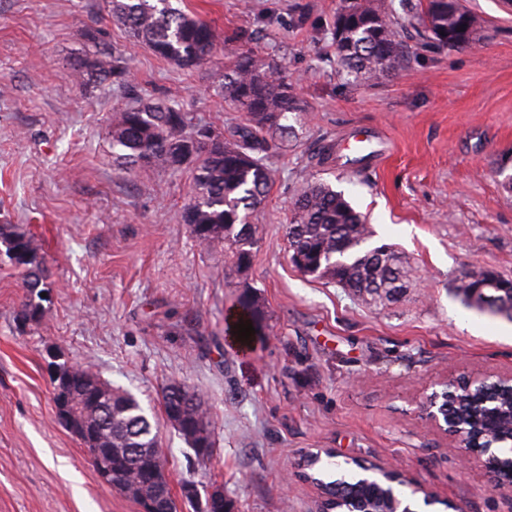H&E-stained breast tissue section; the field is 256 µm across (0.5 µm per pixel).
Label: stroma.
<instances>
[{
  "label": "stroma",
  "instance_id": "obj_1",
  "mask_svg": "<svg viewBox=\"0 0 512 512\" xmlns=\"http://www.w3.org/2000/svg\"><path fill=\"white\" fill-rule=\"evenodd\" d=\"M482 28L466 46L410 39V61L379 85L336 72L339 0H171L221 35L297 76L307 110L276 155L255 245L238 267L182 221L190 170L113 166L108 131L124 89L83 88L71 68L88 34L124 45L144 98L170 97L223 127L221 83L233 56L216 46L183 69L129 40L107 0H0V224L42 244L54 284L38 326L19 331L22 276L0 256V512H140L104 485L51 401L46 352L91 365L131 390L159 425L172 491L220 486L233 512H315L320 448L399 467L401 494L420 485L463 512H512V488L463 465L418 402L448 373H512V318L465 306L457 285L482 267L512 279V5L460 0ZM383 137L381 155L322 171L366 215L375 243L416 270L397 302L376 307L303 276L290 260L293 190L319 147L351 128ZM255 295L262 333L249 348L224 317ZM179 379L203 395L215 448L197 462L166 422L159 393Z\"/></svg>",
  "mask_w": 512,
  "mask_h": 512
}]
</instances>
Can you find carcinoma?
Returning <instances> with one entry per match:
<instances>
[{
  "label": "carcinoma",
  "mask_w": 512,
  "mask_h": 512,
  "mask_svg": "<svg viewBox=\"0 0 512 512\" xmlns=\"http://www.w3.org/2000/svg\"><path fill=\"white\" fill-rule=\"evenodd\" d=\"M430 0L424 9L406 16L394 13L386 0H340L333 24L336 69L352 82L382 83L407 62L409 29L424 44L442 49L470 43L481 28V19L461 7L459 0L446 9ZM112 16L125 27L129 38L149 47L163 60L191 69L213 51L219 35L209 22L173 7L170 0H110ZM464 31H458V28ZM74 60L80 84L95 88L107 82L133 91L124 49L100 45ZM298 78L282 71L271 56L252 51L234 53L224 71V106L240 112L244 122L217 128L195 119L178 102L138 99L115 113L109 132L112 162L127 170L160 166L173 173L192 168L184 223L198 244L224 245L243 265L255 245L249 224L251 215L266 200L274 169L270 159L288 149L293 125L288 115L306 111L297 93ZM336 162L335 147L328 143L311 156V167L324 168ZM289 248L303 253L312 265L310 276L329 284L350 288L361 297L371 295L366 281L385 283L396 278L391 261L405 258L388 244L370 246L372 231L367 220L326 181L307 174L295 196L288 224ZM0 245L20 256L16 266L24 272V297L16 313L23 326L38 325L44 316L41 293H49L44 255L37 240L18 224H0ZM473 279L462 280L458 289L468 304L471 286L485 272L472 270ZM239 312L225 327L237 335L235 325L250 323L260 335L258 302L244 297ZM61 375L53 382L56 417L83 448L112 453V471L117 481L148 477L145 467L160 461L154 479L142 483L138 505L167 495L165 476L167 449L138 398L114 388L91 366L59 365ZM179 408L186 422L178 435L189 449L214 445L213 430L199 391L173 379L162 389L164 415ZM206 512H229L224 489L205 492Z\"/></svg>",
  "instance_id": "1"
}]
</instances>
